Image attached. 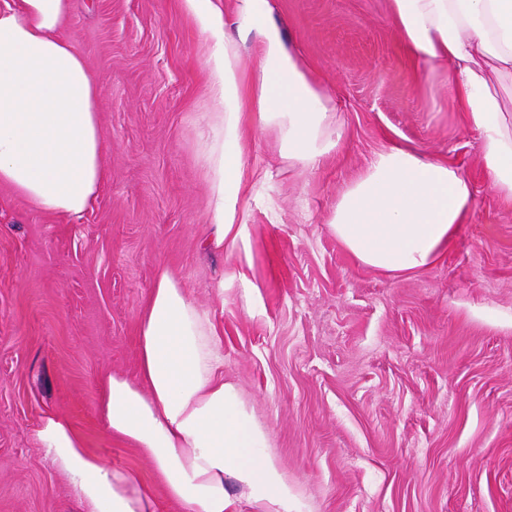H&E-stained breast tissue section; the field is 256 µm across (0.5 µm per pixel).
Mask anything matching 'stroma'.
<instances>
[{"label": "stroma", "instance_id": "35a3bbf8", "mask_svg": "<svg viewBox=\"0 0 512 512\" xmlns=\"http://www.w3.org/2000/svg\"><path fill=\"white\" fill-rule=\"evenodd\" d=\"M269 6L338 146L303 167L274 131L246 137L247 168L272 180L241 204L248 252L223 253L204 246L206 35L183 0H74L60 34L97 87L106 178L68 217L0 186V512H79L38 448L49 412L151 484L157 512H187L97 417L101 374H138V318L161 267L214 311L224 379L268 434L289 512H512V200L493 189L446 69L408 57L388 0ZM393 143L474 189L441 259L399 277L329 228L343 190Z\"/></svg>", "mask_w": 512, "mask_h": 512}]
</instances>
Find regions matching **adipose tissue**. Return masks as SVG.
Masks as SVG:
<instances>
[{"mask_svg":"<svg viewBox=\"0 0 512 512\" xmlns=\"http://www.w3.org/2000/svg\"><path fill=\"white\" fill-rule=\"evenodd\" d=\"M183 4L210 42L208 245L233 252L246 239L237 211L246 177H268L245 171L247 132L276 129L283 155L301 166L337 143L326 134L330 115L320 90L265 20L267 0H235L240 26L258 35L257 72L246 89L214 0ZM72 7L73 0H13L0 8V185L59 216L83 212L104 181L97 89L83 58L59 35ZM389 14L411 57L447 64L454 107L482 135L492 187L512 198V123L488 80L492 72L512 77V0H389ZM473 203L471 184L447 162L392 144L341 193L329 227L362 264L405 275L439 261ZM138 362V379L101 376L98 417L106 433L149 455L168 496L191 512H229L230 477L263 512H288V487L263 453L267 433L224 379L210 312L164 268L139 316ZM36 436L80 512H156L139 477L91 454L65 415H45Z\"/></svg>","mask_w":512,"mask_h":512,"instance_id":"1","label":"adipose tissue"}]
</instances>
